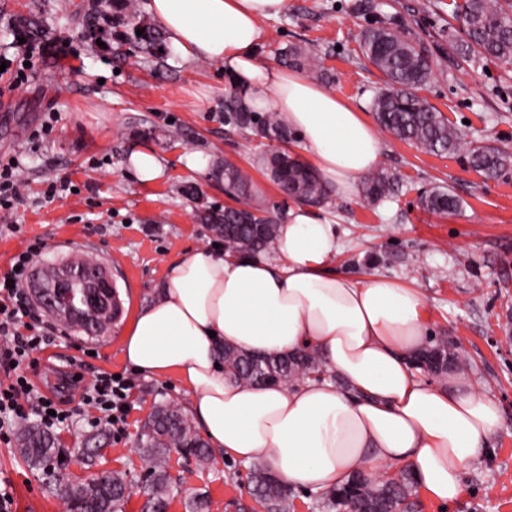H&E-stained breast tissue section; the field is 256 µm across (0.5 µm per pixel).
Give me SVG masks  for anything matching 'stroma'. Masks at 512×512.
Wrapping results in <instances>:
<instances>
[{
    "mask_svg": "<svg viewBox=\"0 0 512 512\" xmlns=\"http://www.w3.org/2000/svg\"><path fill=\"white\" fill-rule=\"evenodd\" d=\"M452 0H288L286 11L267 21L262 62L280 65L279 51L295 45L318 63V81L372 119V98L385 87L383 75L360 51L364 31L385 26L424 47L433 73L420 90L473 143L512 152V62L458 60L452 43L459 31ZM94 14L112 23L110 0H0V45L13 37L4 21L37 18L40 33L71 40L73 53L50 58L11 87L0 75V157L20 161L22 197L0 227V274L15 253L42 239L41 259H61L75 250L99 255L111 268L123 302L119 323L95 340L58 326L49 347L55 358L40 361L34 378L43 391L63 383L73 396L98 373L131 379L130 409L122 433H110L94 465L78 463V450L95 433L86 420L58 430L75 480L90 471H121L138 477L146 463L136 447L144 423L159 403L187 406L189 394L176 376L133 373L121 338L135 312L157 299L169 259L214 243L204 214L229 199L188 156L204 153L210 165L232 162L252 176L250 201L285 218L293 199L281 196L254 168L269 142L254 130L224 121L230 86L221 64L184 60L177 51L162 59L135 44L87 41L82 19ZM52 133L32 145L44 123ZM382 168L400 178L401 193L371 204L356 195L330 197L323 212L336 224L340 250L332 262L339 274L379 273L422 292L424 320L434 337H447L472 363L478 389L502 410L501 427L489 451L462 475L453 506L418 493V512H512V170L495 180L472 170L465 148L445 156L425 152L382 134ZM135 146L154 149L161 177L139 183L126 168ZM72 189L49 197L51 184ZM194 194H186V187ZM451 189L463 202L455 214L424 210L423 194ZM11 224L22 234L8 232ZM168 472L179 488L169 512H185L187 498L207 496L206 512H239L250 504V468L216 458L199 467L192 451L173 454ZM494 482L485 483V473ZM0 479L13 488V512H65L64 500L16 452L0 443Z\"/></svg>",
    "mask_w": 512,
    "mask_h": 512,
    "instance_id": "1",
    "label": "stroma"
}]
</instances>
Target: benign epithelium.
Returning <instances> with one entry per match:
<instances>
[{"label": "benign epithelium", "mask_w": 512, "mask_h": 512, "mask_svg": "<svg viewBox=\"0 0 512 512\" xmlns=\"http://www.w3.org/2000/svg\"><path fill=\"white\" fill-rule=\"evenodd\" d=\"M74 280L65 263L47 261L38 267L29 288L36 305L51 317L70 319L79 309L93 315L112 310L118 297L112 292V275L107 268L99 267L95 278L82 285V297L77 301L71 296Z\"/></svg>", "instance_id": "benign-epithelium-1"}]
</instances>
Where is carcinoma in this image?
Here are the masks:
<instances>
[{
  "mask_svg": "<svg viewBox=\"0 0 512 512\" xmlns=\"http://www.w3.org/2000/svg\"><path fill=\"white\" fill-rule=\"evenodd\" d=\"M112 28L121 42L132 41L151 56L167 49L166 37L156 27L139 21L137 0H112ZM454 12L462 20L454 52L462 61L474 58L512 60V0H462L454 3ZM124 30L119 31L117 27ZM143 31L139 36L136 31ZM361 53L365 60L378 69L385 78L386 89L371 101V110L379 128L393 137L422 148L434 155H443L461 147L462 138L448 118L418 89L431 76V64L425 51L388 28H374L361 37ZM284 63L316 69L315 59L301 48L281 50ZM227 123L241 128H253L264 137L289 143L292 132L274 112H256L250 108L236 90H230L224 101ZM468 164L488 179H496L512 168V153L490 146L467 149ZM262 168L286 197L312 205L322 204L327 196L326 186L313 169L285 152H272L262 158ZM224 191L237 203V207L224 213L212 212L203 216L210 232L227 242L228 251L257 256L271 251L278 240L275 217L264 214L249 202L250 174L229 162H224ZM402 184L396 176L385 170L364 178L361 189L371 203L392 199L400 193ZM421 204L438 213L461 209L460 199L445 187H436L421 197ZM101 263L86 255L70 256L69 264L82 274L93 272ZM67 326L87 336H100L112 321L73 320ZM225 372L245 385L288 384L320 372V362L311 351L293 357H255L239 352L231 345L222 348ZM427 370L444 375L448 363L456 367H471L469 360L459 352H448V339L440 340L415 357ZM140 453L147 458L148 474L143 486L146 503L144 512H164L175 487L168 473L170 453L175 449L191 448L197 460L208 463L213 453L197 436L182 408L162 404L143 427L137 442ZM18 451L30 466L42 472L49 462L61 456L55 436L34 423L21 427ZM252 496L267 512H291L293 499L272 475L257 467L250 477ZM133 484L127 474L113 472L104 480L83 483L77 492L66 498L67 512H123ZM416 486L404 468L396 477H352L344 486L319 494L315 499L318 512H416L414 500Z\"/></svg>",
  "mask_w": 512,
  "mask_h": 512,
  "instance_id": "1",
  "label": "carcinoma"
}]
</instances>
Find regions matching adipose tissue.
Wrapping results in <instances>:
<instances>
[{
  "label": "adipose tissue",
  "mask_w": 512,
  "mask_h": 512,
  "mask_svg": "<svg viewBox=\"0 0 512 512\" xmlns=\"http://www.w3.org/2000/svg\"><path fill=\"white\" fill-rule=\"evenodd\" d=\"M287 0H150L188 59L223 64L245 102L275 112L336 195L351 197L381 158L360 112L302 72L264 64L265 20ZM279 259L200 247L170 260L158 298L126 327L125 362L148 377L176 376L187 411L212 448L264 466L290 487H339L360 469L407 467L431 500L453 505L461 475L501 425L497 402L468 375L422 379L412 357L429 329L419 289L381 274L339 275L336 227L297 205L282 224ZM253 355L311 350L323 378L243 386L218 368L224 344Z\"/></svg>",
  "instance_id": "obj_1"
}]
</instances>
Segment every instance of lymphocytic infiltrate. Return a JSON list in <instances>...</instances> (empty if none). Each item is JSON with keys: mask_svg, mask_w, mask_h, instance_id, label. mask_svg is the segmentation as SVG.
Instances as JSON below:
<instances>
[{"mask_svg": "<svg viewBox=\"0 0 512 512\" xmlns=\"http://www.w3.org/2000/svg\"><path fill=\"white\" fill-rule=\"evenodd\" d=\"M40 250L37 243L27 246L12 257L9 271L0 275V361L12 373L8 383L0 384L1 444L11 443L19 423L33 419L51 431L75 414L67 401L40 391L32 381L38 367L36 353L51 343L44 328L26 321L30 309L25 286ZM131 388L129 380L103 373L85 390L82 404L96 410L106 425L115 427L123 423L129 410L126 395Z\"/></svg>", "mask_w": 512, "mask_h": 512, "instance_id": "f902f5d3", "label": "lymphocytic infiltrate"}]
</instances>
